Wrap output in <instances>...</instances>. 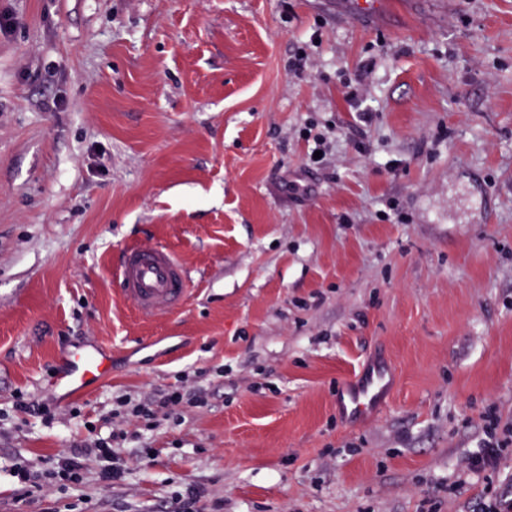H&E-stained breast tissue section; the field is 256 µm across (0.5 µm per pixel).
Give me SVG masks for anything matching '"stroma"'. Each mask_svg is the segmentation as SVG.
Wrapping results in <instances>:
<instances>
[{
  "label": "stroma",
  "instance_id": "obj_1",
  "mask_svg": "<svg viewBox=\"0 0 512 512\" xmlns=\"http://www.w3.org/2000/svg\"><path fill=\"white\" fill-rule=\"evenodd\" d=\"M0 512H480L512 496V0H0ZM308 66L291 68L297 55ZM370 72L359 119L345 84ZM326 160L306 164L315 138ZM138 244L192 272L138 314ZM100 343L112 373L53 387ZM380 367V410L336 395ZM187 383L207 404L116 415ZM48 400L52 423L16 409ZM126 432L122 477L46 482ZM44 483L26 498L9 466ZM114 280L123 297L134 302L142 316L164 315L183 304L189 274L171 249L136 245L122 251L113 268ZM486 438L481 441L480 450L468 460V471L496 472L499 468L504 441L500 440L493 431L485 432Z\"/></svg>",
  "mask_w": 512,
  "mask_h": 512
}]
</instances>
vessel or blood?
I'll return each mask as SVG.
<instances>
[{
    "mask_svg": "<svg viewBox=\"0 0 512 512\" xmlns=\"http://www.w3.org/2000/svg\"><path fill=\"white\" fill-rule=\"evenodd\" d=\"M113 277L121 295L133 301L145 317L161 316L176 309L188 293V271L179 256L166 247L136 245L124 249L113 268ZM110 370V357L102 346L79 348L64 357L55 384L79 393L103 380ZM386 385L384 377L372 378L349 394L345 411L352 415L364 413Z\"/></svg>",
    "mask_w": 512,
    "mask_h": 512,
    "instance_id": "obj_1",
    "label": "vessel or blood"
}]
</instances>
